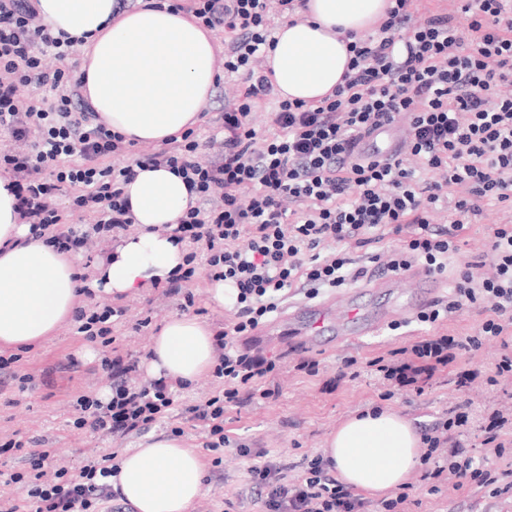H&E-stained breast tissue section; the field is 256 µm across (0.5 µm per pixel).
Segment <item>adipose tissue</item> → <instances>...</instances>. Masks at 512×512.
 Segmentation results:
<instances>
[{
  "label": "adipose tissue",
  "mask_w": 512,
  "mask_h": 512,
  "mask_svg": "<svg viewBox=\"0 0 512 512\" xmlns=\"http://www.w3.org/2000/svg\"><path fill=\"white\" fill-rule=\"evenodd\" d=\"M387 0H310L304 22L275 34L267 63L282 97L311 101L340 82L349 61L341 31H372ZM114 0H40L52 31L84 37V94L113 132L134 143H162L197 124L216 82L214 36L183 15L142 0L113 19ZM140 231L99 266L91 290L121 295L169 279L183 248L162 226L195 202L181 176L138 170L125 185ZM9 177L0 176V345L30 347L72 317L83 284L72 262L19 223ZM149 375L195 383L215 365L214 333L190 315L160 325L149 347ZM422 436L398 412L370 406L344 419L323 452L337 479L380 499L407 484L422 463ZM110 478L134 512H192L206 483L199 454L178 437L150 435L124 452Z\"/></svg>",
  "instance_id": "adipose-tissue-1"
}]
</instances>
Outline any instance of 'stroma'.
Returning a JSON list of instances; mask_svg holds the SVG:
<instances>
[{
  "mask_svg": "<svg viewBox=\"0 0 512 512\" xmlns=\"http://www.w3.org/2000/svg\"><path fill=\"white\" fill-rule=\"evenodd\" d=\"M502 218L501 204L492 201L481 217L466 224L459 235L463 259L478 260L488 250L491 227ZM210 286L207 266L199 264L192 285L199 319L213 327L233 321L236 306L219 307L212 303L207 294ZM123 302L129 312L123 323L114 328L110 346L78 335L75 321H67L35 346L20 351L17 370L33 379L28 390L12 388L0 395V445L21 437L43 440V448L48 452L43 467L46 475L63 467L77 480L89 461L138 445L134 438L104 442L71 426L76 397L96 395L110 386L101 367L103 357L119 355L144 360L157 326L178 312L177 306L159 299L156 289L151 287L129 292ZM488 315L487 304L480 302L433 325L412 316L402 321L399 329L387 326L360 342L342 347L329 344L307 348L284 332L236 338L238 347H257L275 363L273 383L277 395L270 399L257 396L241 407L226 410L224 431L230 443L218 454L203 451L208 484L193 512H222L228 500L233 502L235 512H260V504L248 493L250 466L261 461L284 465L289 480H297L307 459L321 454L336 426L349 414L369 405L391 408L423 432L447 420L457 404H468L470 420L463 429L462 441L468 444L475 459L483 461L492 472L512 467V447L499 457L483 444L482 420L486 414L504 405L512 407V383L492 381L493 366L502 353L499 341L487 340L479 350L459 354L460 364L475 373L471 383L463 388L445 370L428 382L401 386L385 379L372 365L373 360L388 357L391 352L411 347L429 336H469ZM145 317L149 318V325L140 326V319ZM303 359L317 361L316 375L297 371L296 366ZM219 387L216 378L208 374L182 390L177 408L152 425L151 433L169 435L179 427L185 442L199 447L201 436L185 420L181 409L204 400ZM217 457L222 460L218 466L213 463ZM443 461L442 455H433L413 475L410 497L414 504L409 512H512L510 497L492 498L484 491L466 494L456 488L454 477L446 473L430 479V471ZM435 485L440 488L436 494L431 491Z\"/></svg>",
  "mask_w": 512,
  "mask_h": 512,
  "instance_id": "obj_1",
  "label": "stroma"
}]
</instances>
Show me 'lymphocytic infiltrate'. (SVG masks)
Segmentation results:
<instances>
[{
	"label": "lymphocytic infiltrate",
	"instance_id": "lymphocytic-infiltrate-1",
	"mask_svg": "<svg viewBox=\"0 0 512 512\" xmlns=\"http://www.w3.org/2000/svg\"><path fill=\"white\" fill-rule=\"evenodd\" d=\"M413 0H393L376 32L354 36L350 60L337 87L313 102L280 98L265 64L273 32L301 21L307 0H169L175 13L191 16L204 29L224 35L225 93L217 133L199 144L193 132L167 139L135 163L116 164L128 145L112 132L71 81L68 63L76 39L52 35L39 14V0H0V129L10 145L0 149V167L13 176L15 211L35 237L72 254L101 241L120 244L135 222L124 184L140 168H166L195 192L173 229L188 250L183 266L159 296L181 310L195 304L189 289L198 257L211 279L236 290L237 320L219 327L213 370L222 387L186 406L203 446L216 452L229 441L226 408L251 400L275 365L257 352H244L233 339L259 328L288 293L315 295L357 280L352 260L337 244H379L401 239L388 251L383 272L401 274L413 264L442 273L459 254L454 228L480 216L488 201L512 213V0H461L459 13L418 17ZM54 58L48 67L46 58ZM274 106L266 119L273 137L258 140L255 107ZM403 124L399 150L361 160L359 142L379 129ZM205 160H196L199 147ZM80 186L68 210L57 198L65 186ZM449 206L451 226L429 223V209ZM91 215L86 228L73 213ZM412 235H404V228ZM491 274L462 262L448 299L420 311L423 323L481 301L490 315L473 335L445 334L413 345L408 359L391 363L388 378L416 384L453 362L458 352L479 349L483 339L512 342V217L494 225ZM112 397L76 401L72 426L102 438L139 434L168 415L181 385L153 379L128 382L136 362L105 357ZM465 406L423 436L428 453L447 448L450 468L463 490L512 494V480L498 483L476 465L452 429L467 425ZM85 482L61 480L28 489L6 512H90L112 499L105 459L84 468ZM250 492L262 512H369L367 502L328 473V463L308 460L305 478L289 483L283 467H250Z\"/></svg>",
	"mask_w": 512,
	"mask_h": 512
}]
</instances>
